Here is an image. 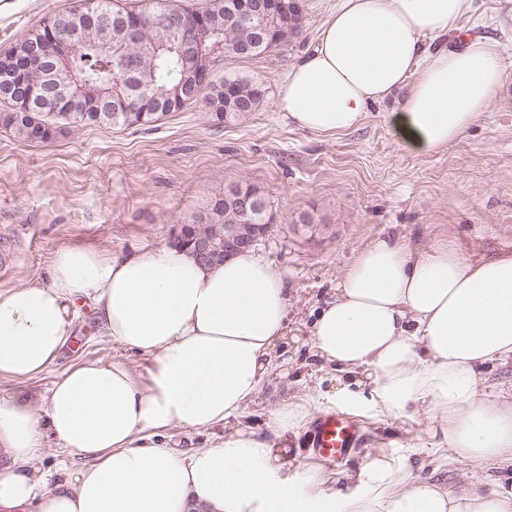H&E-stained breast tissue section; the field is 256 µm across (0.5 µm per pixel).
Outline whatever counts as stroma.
<instances>
[{
  "label": "stroma",
  "mask_w": 512,
  "mask_h": 512,
  "mask_svg": "<svg viewBox=\"0 0 512 512\" xmlns=\"http://www.w3.org/2000/svg\"><path fill=\"white\" fill-rule=\"evenodd\" d=\"M337 0H304L302 33L254 59L223 55L215 79L262 83L258 108L217 123L204 103L184 106L147 126H78L44 143L0 127V291L42 281L59 249L93 246L114 255L172 241L184 224H200L227 187L254 186L274 216L256 252L283 270L288 337L240 421L272 434L283 403L312 395L321 412L340 411L362 429L358 448L331 467L355 470L375 449L409 460L419 476L457 490L478 481L512 482V467L460 457L434 466L437 419L377 416L336 399L343 374L316 355L309 329L357 252L385 238L414 248L453 246L472 262L512 255V0H473L461 25L498 43L506 78L487 112L436 153L406 148L387 122L390 104L374 106L357 129L318 135L295 127L275 101L286 72L311 46ZM78 0H0V49ZM125 361L146 373L148 359L105 336L80 307L73 336L45 373L0 378V396L22 395L34 408L71 365ZM86 461L53 439L34 463L59 480Z\"/></svg>",
  "instance_id": "1"
}]
</instances>
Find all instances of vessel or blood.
I'll list each match as a JSON object with an SVG mask.
<instances>
[{
  "mask_svg": "<svg viewBox=\"0 0 512 512\" xmlns=\"http://www.w3.org/2000/svg\"><path fill=\"white\" fill-rule=\"evenodd\" d=\"M360 438L356 421L339 412H327L314 421L308 448L315 460L331 466L346 459L357 448Z\"/></svg>",
  "mask_w": 512,
  "mask_h": 512,
  "instance_id": "vessel-or-blood-1",
  "label": "vessel or blood"
}]
</instances>
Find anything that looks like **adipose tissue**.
<instances>
[{"instance_id": "adipose-tissue-1", "label": "adipose tissue", "mask_w": 512, "mask_h": 512, "mask_svg": "<svg viewBox=\"0 0 512 512\" xmlns=\"http://www.w3.org/2000/svg\"><path fill=\"white\" fill-rule=\"evenodd\" d=\"M473 0H339L315 45L290 66L277 108L297 127L335 134L396 100L397 137L424 153L461 137L505 78L497 44L461 36ZM443 36L450 48L435 47ZM282 270L254 252L203 264L175 244L115 256L58 251L47 281L0 292V377L44 373L73 334L76 301L102 330L151 359L148 380L124 361H86L54 380L41 410L0 397V508L6 512H512V483L452 492L386 452L313 494L289 485L283 442L319 404L280 406L273 435L241 425L203 448H171L175 428L240 417L288 333ZM315 352L347 373L340 399L380 416L424 411L441 446L470 460L512 459V403L481 391L482 367L512 359V256L472 263L448 245L380 239L361 249L311 326ZM88 458L49 485L31 464L45 438Z\"/></svg>"}]
</instances>
